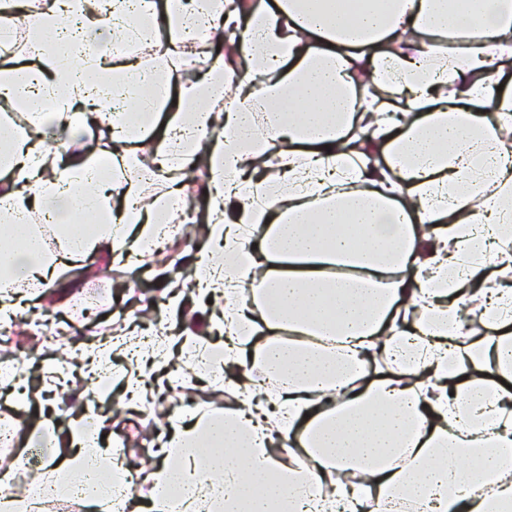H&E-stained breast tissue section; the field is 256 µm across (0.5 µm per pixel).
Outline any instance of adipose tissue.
Segmentation results:
<instances>
[{
  "instance_id": "obj_1",
  "label": "adipose tissue",
  "mask_w": 512,
  "mask_h": 512,
  "mask_svg": "<svg viewBox=\"0 0 512 512\" xmlns=\"http://www.w3.org/2000/svg\"><path fill=\"white\" fill-rule=\"evenodd\" d=\"M0 22L33 41L0 54L27 113L0 126V317L17 286L143 259L207 175L194 276L224 300L234 400L168 420L140 512H405L419 489L423 512H512V0H8ZM86 126L95 145L65 151ZM111 422L72 417L40 485L130 512L102 475Z\"/></svg>"
}]
</instances>
